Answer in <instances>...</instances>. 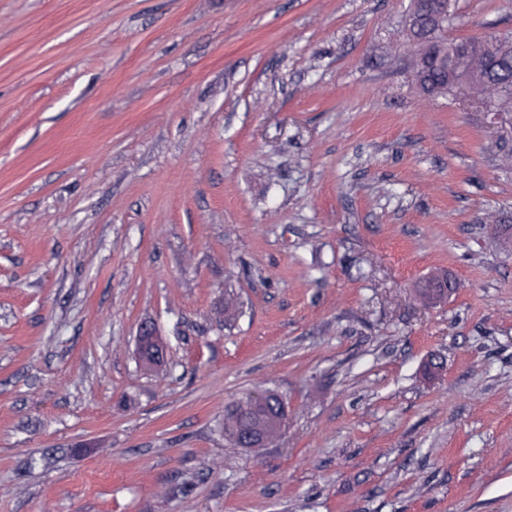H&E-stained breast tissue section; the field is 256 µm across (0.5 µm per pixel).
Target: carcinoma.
Segmentation results:
<instances>
[{
  "instance_id": "obj_1",
  "label": "carcinoma",
  "mask_w": 512,
  "mask_h": 512,
  "mask_svg": "<svg viewBox=\"0 0 512 512\" xmlns=\"http://www.w3.org/2000/svg\"><path fill=\"white\" fill-rule=\"evenodd\" d=\"M459 19L457 0H446L441 18L428 19L429 44L424 48L429 64L413 72V80L424 92L446 95L455 87L475 77L509 86L505 95H498L495 107L501 112H512V45H488L489 38H470L465 44L470 54H457L458 41L448 40V26ZM287 423L286 398L274 389L249 392L233 401L224 410V439L231 445L242 446L245 433L253 435L246 450L258 455L272 446Z\"/></svg>"
}]
</instances>
